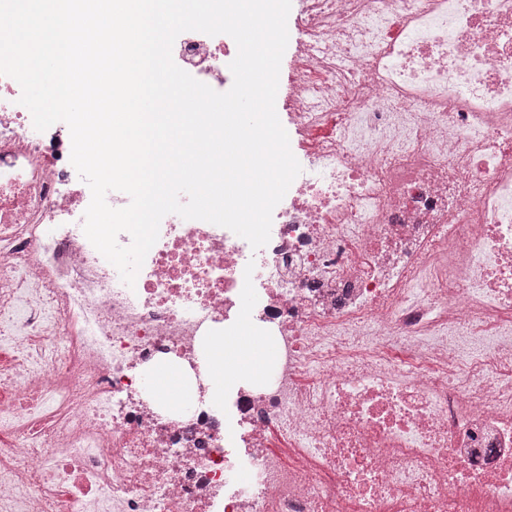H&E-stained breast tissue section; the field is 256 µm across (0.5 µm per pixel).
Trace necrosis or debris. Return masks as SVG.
Listing matches in <instances>:
<instances>
[{
	"instance_id": "1",
	"label": "necrosis or debris",
	"mask_w": 512,
	"mask_h": 512,
	"mask_svg": "<svg viewBox=\"0 0 512 512\" xmlns=\"http://www.w3.org/2000/svg\"><path fill=\"white\" fill-rule=\"evenodd\" d=\"M268 244L169 215L134 286L0 76V512H512V0H300ZM223 35L184 69L223 82ZM272 342L230 404L214 336ZM280 440L283 452L272 451ZM220 346L224 348V354L218 355L216 349ZM204 348L208 375L218 390H224V365L229 364L224 362V358L235 352L236 349L231 345L224 347V343L206 344Z\"/></svg>"
}]
</instances>
